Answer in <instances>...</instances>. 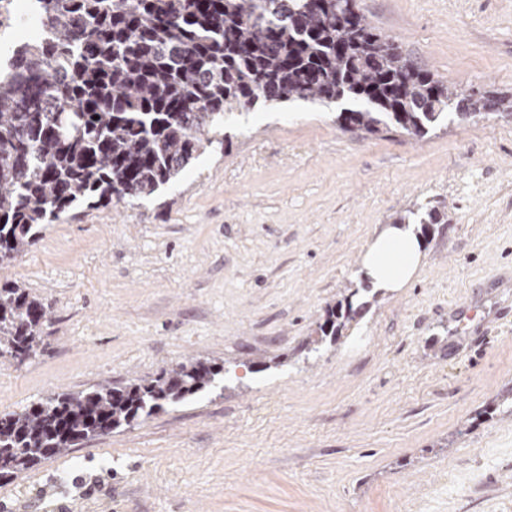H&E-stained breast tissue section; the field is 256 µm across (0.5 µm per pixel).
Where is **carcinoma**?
Listing matches in <instances>:
<instances>
[{
	"mask_svg": "<svg viewBox=\"0 0 512 512\" xmlns=\"http://www.w3.org/2000/svg\"><path fill=\"white\" fill-rule=\"evenodd\" d=\"M36 14L46 39L0 68V265L72 211L158 193L225 141L236 110L335 104L339 126L362 139L421 140L471 116L512 117V94L442 82L355 0H36ZM359 292L328 310L313 343L342 336ZM44 318L21 285L0 286V357H33ZM220 373L189 359L0 416V473L129 426Z\"/></svg>",
	"mask_w": 512,
	"mask_h": 512,
	"instance_id": "obj_1",
	"label": "carcinoma"
}]
</instances>
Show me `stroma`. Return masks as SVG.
I'll return each mask as SVG.
<instances>
[{"label": "stroma", "instance_id": "stroma-1", "mask_svg": "<svg viewBox=\"0 0 512 512\" xmlns=\"http://www.w3.org/2000/svg\"><path fill=\"white\" fill-rule=\"evenodd\" d=\"M444 82L512 93V0H356ZM172 185L44 226L0 266L43 304L37 354L0 358V415L199 359L213 386L0 476V512H512V119L362 139L332 108H254ZM420 230L406 288L365 247ZM362 288L337 342L325 311ZM474 306L473 332L454 309ZM423 257L414 224H387L363 253L361 274L379 290L396 291L413 280Z\"/></svg>", "mask_w": 512, "mask_h": 512}]
</instances>
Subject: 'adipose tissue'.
<instances>
[{
	"label": "adipose tissue",
	"mask_w": 512,
	"mask_h": 512,
	"mask_svg": "<svg viewBox=\"0 0 512 512\" xmlns=\"http://www.w3.org/2000/svg\"><path fill=\"white\" fill-rule=\"evenodd\" d=\"M424 253L413 225H386L365 250L361 274L384 291L406 287L417 273Z\"/></svg>",
	"instance_id": "1"
}]
</instances>
